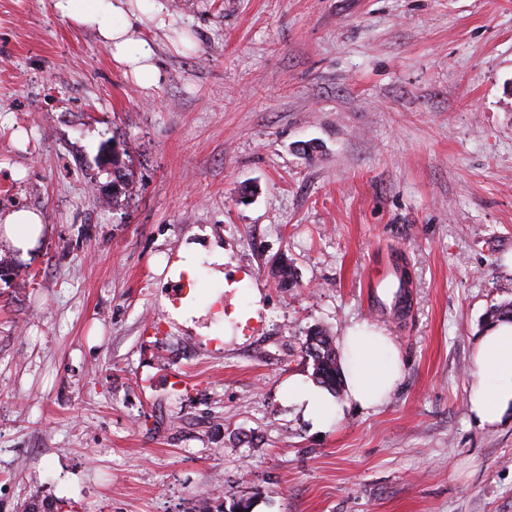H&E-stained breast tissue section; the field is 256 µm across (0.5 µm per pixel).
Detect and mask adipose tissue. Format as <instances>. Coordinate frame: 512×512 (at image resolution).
<instances>
[{
  "label": "adipose tissue",
  "instance_id": "1",
  "mask_svg": "<svg viewBox=\"0 0 512 512\" xmlns=\"http://www.w3.org/2000/svg\"><path fill=\"white\" fill-rule=\"evenodd\" d=\"M55 7L62 17L95 28L115 63L140 86L156 84L155 50L139 33L159 12L157 0H56ZM45 231L40 214L28 209L16 210L0 223V237L23 256L34 250ZM339 353L346 398L365 409L383 404L402 374L399 350L391 337L373 325H357L341 336ZM472 377L469 411L479 424L494 426L512 415V320L491 323L478 336ZM288 401L303 408L319 426L342 412L327 388L297 378L288 381Z\"/></svg>",
  "mask_w": 512,
  "mask_h": 512
}]
</instances>
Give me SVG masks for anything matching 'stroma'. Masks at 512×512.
Wrapping results in <instances>:
<instances>
[{
	"mask_svg": "<svg viewBox=\"0 0 512 512\" xmlns=\"http://www.w3.org/2000/svg\"><path fill=\"white\" fill-rule=\"evenodd\" d=\"M161 3L144 89L53 0H0V219L47 226L0 241V512H512V418L468 402L512 301V0ZM387 252L396 314L365 288ZM361 322L403 377L315 429L284 387L311 329ZM46 231L39 213L28 209H19L9 214L0 226V238L3 236L21 256H27L34 250Z\"/></svg>",
	"mask_w": 512,
	"mask_h": 512,
	"instance_id": "1",
	"label": "stroma"
}]
</instances>
